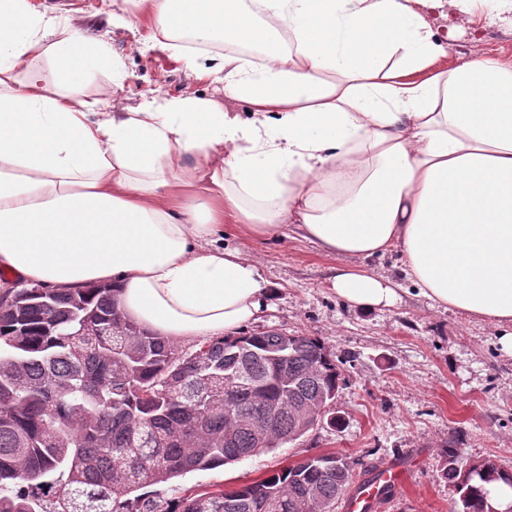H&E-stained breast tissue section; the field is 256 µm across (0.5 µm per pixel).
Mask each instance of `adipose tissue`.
Wrapping results in <instances>:
<instances>
[{
	"mask_svg": "<svg viewBox=\"0 0 512 512\" xmlns=\"http://www.w3.org/2000/svg\"><path fill=\"white\" fill-rule=\"evenodd\" d=\"M135 2L158 47L177 31L263 47L256 68L238 55L186 64L251 115L90 97L89 72L126 78L110 45L34 0H0V272L109 284L153 332L227 336L267 308L269 283L215 235L288 225L339 258L345 303L400 302L396 279L363 265L395 251L431 307L492 325L512 352V62L441 67L427 14L443 0ZM281 27L294 48L276 47Z\"/></svg>",
	"mask_w": 512,
	"mask_h": 512,
	"instance_id": "adipose-tissue-1",
	"label": "adipose tissue"
}]
</instances>
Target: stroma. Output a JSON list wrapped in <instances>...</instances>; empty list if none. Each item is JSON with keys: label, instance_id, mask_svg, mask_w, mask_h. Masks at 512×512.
<instances>
[{"label": "stroma", "instance_id": "stroma-1", "mask_svg": "<svg viewBox=\"0 0 512 512\" xmlns=\"http://www.w3.org/2000/svg\"><path fill=\"white\" fill-rule=\"evenodd\" d=\"M47 2L65 10L82 32L108 41L122 63L123 85H115L107 71L91 74L97 98L133 107L160 92L211 99L226 111L247 113L248 104L226 98L222 84L196 79L186 68L185 59L203 62L212 51L177 43L165 51L143 47L147 30L131 0ZM476 29L482 35L478 44L471 38ZM475 51L512 60V22L489 20L480 4L456 30L442 64L453 67ZM224 242L248 252L271 284L269 307L247 324L248 332L313 336L345 359V383L333 405L344 423L320 426L234 464L174 478L164 486L166 498L234 490L304 458L332 453L362 470L392 465L404 472L379 512H448L452 488L441 476L444 444H451L460 465L490 457L512 472V354L502 350L491 326L430 307L411 288L390 309L350 306L330 288L337 258L294 235L253 242L228 227Z\"/></svg>", "mask_w": 512, "mask_h": 512}]
</instances>
